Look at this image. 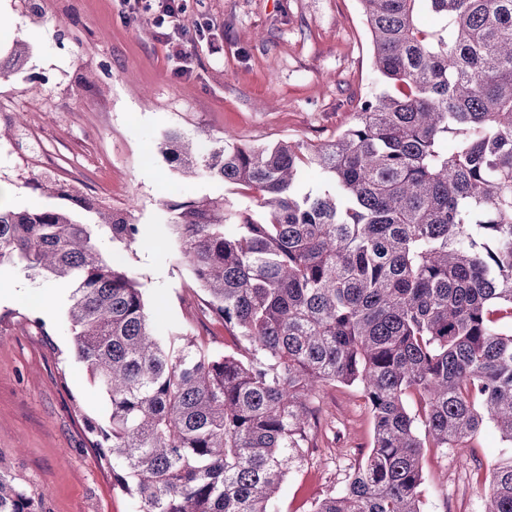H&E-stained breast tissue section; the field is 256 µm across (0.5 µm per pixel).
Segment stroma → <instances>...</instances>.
<instances>
[{"mask_svg": "<svg viewBox=\"0 0 512 512\" xmlns=\"http://www.w3.org/2000/svg\"><path fill=\"white\" fill-rule=\"evenodd\" d=\"M174 24L150 9L124 20L120 0H0V58L16 40L25 63L0 80V183L18 206L53 205L57 181L115 211L132 212L143 241L121 259L140 281L160 335L192 327L223 344L222 323L201 312L202 293L169 241V199L224 196L261 219L253 193L179 174L159 145L165 132L249 145L320 143L343 131L374 88L373 50L358 0H182ZM179 26L191 42L190 72L165 38ZM15 277L0 303V460L46 512H136L112 469L90 447L85 418L108 401L75 353L69 299L44 315L36 298L51 283ZM318 419L303 461L292 467L277 512H308L343 487L372 442L363 391L321 384ZM488 429L459 448L422 459V512H483L489 469L504 453Z\"/></svg>", "mask_w": 512, "mask_h": 512, "instance_id": "35a3bbf8", "label": "stroma"}]
</instances>
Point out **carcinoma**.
Returning a JSON list of instances; mask_svg holds the SVG:
<instances>
[{
	"mask_svg": "<svg viewBox=\"0 0 512 512\" xmlns=\"http://www.w3.org/2000/svg\"><path fill=\"white\" fill-rule=\"evenodd\" d=\"M359 2L378 89L335 138L161 143L175 170L260 193L262 220L164 203L233 346L157 335L141 283L101 250L142 241L131 214L62 184L43 190L65 208H0V267L70 286L74 348L109 404L86 428L139 512H275L320 382L362 388L373 441L309 512H421L424 449L487 427L512 446V0ZM24 58L18 40L0 78ZM308 168L335 192L301 191ZM485 501L512 512V453ZM0 512H45L2 465Z\"/></svg>",
	"mask_w": 512,
	"mask_h": 512,
	"instance_id": "obj_1",
	"label": "carcinoma"
}]
</instances>
